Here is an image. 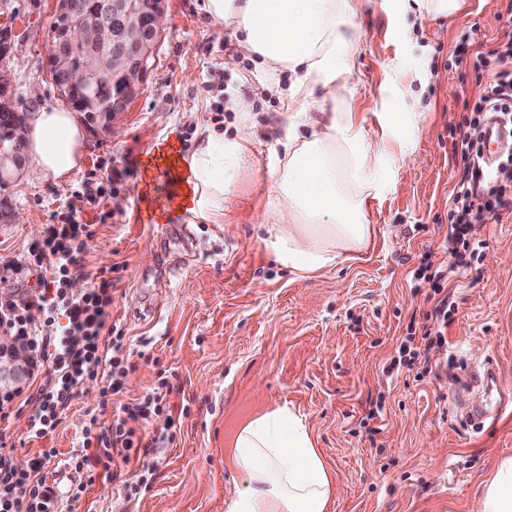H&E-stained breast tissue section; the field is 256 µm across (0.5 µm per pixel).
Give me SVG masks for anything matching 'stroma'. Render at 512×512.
Returning a JSON list of instances; mask_svg holds the SVG:
<instances>
[{
	"mask_svg": "<svg viewBox=\"0 0 512 512\" xmlns=\"http://www.w3.org/2000/svg\"><path fill=\"white\" fill-rule=\"evenodd\" d=\"M502 4L461 0L454 16L432 19L415 0H363L349 22L359 47L343 94L371 143L383 135L384 112L424 113L425 128L401 134V167L366 210L377 230L369 247L313 276L280 267L262 241L266 159L278 147L284 103L260 88L255 59L235 56L232 27L216 24L204 0H170L146 81L111 136H87L79 170L57 181L29 162L0 189V265L78 211L92 236L73 282L111 281L110 323L127 344L150 342L119 394L103 395L105 376L85 380L57 429L38 440L28 432L40 380L29 377L13 392L6 430L16 458L50 447L68 457L90 423L110 426L121 404L160 381L170 386L171 441L139 451L116 478L88 485L65 466L39 468L62 491L81 487L71 512H224L240 481L230 464L237 432L284 403L304 416L335 481L328 512H478L485 482L512 458V411L476 430L455 399L464 374L489 360L512 387V203L478 223L481 258L448 283L456 311L446 356L421 379L384 367L432 308L431 282L413 277L421 255L448 263V206L462 175L451 133L479 92L472 69L451 66L454 43L473 26L474 50L496 47L507 32ZM53 12L54 0H0V21L14 35L0 70L23 112L66 104L46 67ZM231 90L251 105L256 164L222 223L193 224L175 211L179 189L158 151L173 144L187 154L204 133L234 135ZM125 168L126 180L108 183ZM378 402L380 417L369 418ZM138 477L146 490L125 500V482Z\"/></svg>",
	"mask_w": 512,
	"mask_h": 512,
	"instance_id": "stroma-1",
	"label": "stroma"
}]
</instances>
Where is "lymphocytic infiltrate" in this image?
<instances>
[{"instance_id":"obj_1","label":"lymphocytic infiltrate","mask_w":512,"mask_h":512,"mask_svg":"<svg viewBox=\"0 0 512 512\" xmlns=\"http://www.w3.org/2000/svg\"><path fill=\"white\" fill-rule=\"evenodd\" d=\"M475 40L474 29L463 30L455 48L460 59L474 53L473 69L484 83L471 108L467 132L452 142L463 174L448 207L443 249L450 263L437 269L426 256L416 269V279L433 282L436 299L421 335L410 332L401 341L392 360L397 368L430 367L432 353L443 350L445 331L455 311L444 293L446 274L471 269L480 259L483 243L474 237V218L494 216L506 196H512V166L501 163L494 171H487L480 141L474 136L490 115L512 119V30L499 46L485 52L473 51ZM89 238L87 225L71 216L66 222L46 226L42 241L30 251L27 262L0 266V280L8 275L36 278L35 288L26 297L0 296V329L27 339L32 368L44 377L30 415V436L34 439L56 430L83 380L96 375L100 364L108 366L105 391L109 394L121 391L134 368V350L126 346L122 331L113 330L107 338L102 335L111 314L109 281L79 296L70 291L71 269ZM157 420L162 428L156 432L152 426ZM171 426L172 416L162 392L152 389L137 403L121 405L111 426L97 438H84L81 449L69 456L66 464L88 479H110L112 467L130 464L138 429L151 430L150 442L156 446L165 442ZM56 456V449L42 448L35 460L20 461L0 434V512H60L63 493L59 486L44 480L31 482L29 476L35 465L49 464Z\"/></svg>"}]
</instances>
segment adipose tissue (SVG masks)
<instances>
[{
    "instance_id": "1",
    "label": "adipose tissue",
    "mask_w": 512,
    "mask_h": 512,
    "mask_svg": "<svg viewBox=\"0 0 512 512\" xmlns=\"http://www.w3.org/2000/svg\"><path fill=\"white\" fill-rule=\"evenodd\" d=\"M362 0H206L205 11L236 28L237 51L258 56L265 74H287L280 149L269 158L274 189L263 220L264 244L297 276L334 267L341 256L366 249L375 229L364 221L383 193L396 158L388 146L371 150L365 127L338 82L350 70L359 38L348 29ZM335 107L313 111L317 97ZM236 135H206L188 155L167 154L179 186L178 209L191 219L220 223L229 199L253 162L248 102L230 95ZM36 167L53 179L79 168L85 131L73 112L43 109L26 134ZM232 463L244 483L224 498V512H327L332 478L304 418L278 407L237 433ZM479 512H512V459L488 480Z\"/></svg>"
}]
</instances>
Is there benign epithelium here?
I'll list each match as a JSON object with an SVG mask.
<instances>
[{
    "mask_svg": "<svg viewBox=\"0 0 512 512\" xmlns=\"http://www.w3.org/2000/svg\"><path fill=\"white\" fill-rule=\"evenodd\" d=\"M169 0H97V20L75 30L73 47L82 50L76 57L72 47L52 48L47 55L51 81L60 94L80 108L101 86L100 62L112 53V73L127 75L124 86L112 92L104 103L109 119L89 123L95 135L109 136L117 117L127 111L139 86L151 68L162 40ZM84 8L81 0H55L54 18L72 20ZM0 122L9 129L8 141H0V182L5 183L27 162L25 131L28 113L18 111L9 75L0 70ZM30 348L27 342L7 333L0 334V387H19L29 376Z\"/></svg>",
    "mask_w": 512,
    "mask_h": 512,
    "instance_id": "1",
    "label": "benign epithelium"
}]
</instances>
